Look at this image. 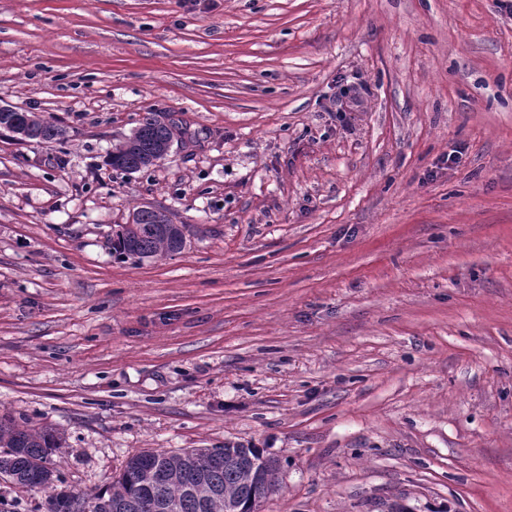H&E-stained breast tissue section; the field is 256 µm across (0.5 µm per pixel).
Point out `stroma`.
Listing matches in <instances>:
<instances>
[{
    "label": "stroma",
    "mask_w": 512,
    "mask_h": 512,
    "mask_svg": "<svg viewBox=\"0 0 512 512\" xmlns=\"http://www.w3.org/2000/svg\"><path fill=\"white\" fill-rule=\"evenodd\" d=\"M1 104L68 131H0V415L64 487L256 447L261 512H512L500 0H0ZM149 112L183 140L113 169ZM142 206L181 252L113 253ZM26 115H29L25 112ZM29 116H34L36 118L35 126L37 127L39 132V140H35L36 143L47 144L52 143L53 141L64 139L66 136V129L62 126H59L53 122L45 121L41 119L34 113H31ZM35 126L31 123V121L25 117L15 123L14 133L20 137L21 139L30 140V138H36L38 133ZM242 468L252 482L257 483L265 489L267 496L271 495L276 490V475L265 467L260 466L259 463L252 459L251 461H243Z\"/></svg>",
    "instance_id": "stroma-1"
}]
</instances>
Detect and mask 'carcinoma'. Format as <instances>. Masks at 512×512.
I'll return each mask as SVG.
<instances>
[{
	"label": "carcinoma",
	"mask_w": 512,
	"mask_h": 512,
	"mask_svg": "<svg viewBox=\"0 0 512 512\" xmlns=\"http://www.w3.org/2000/svg\"><path fill=\"white\" fill-rule=\"evenodd\" d=\"M40 144L61 140L66 129L36 118ZM176 124L163 123L150 112L132 137L110 154V165L125 173L138 167L143 158L159 155L173 142ZM187 225L173 224L157 208L144 206L133 211L129 224H115L108 234L112 251L127 258H149L158 253H179L186 245ZM58 447L55 431L46 426L20 424L9 416L0 417V479L16 486L38 489L45 494L47 512H73L79 495L58 487L61 478L49 467L48 451ZM249 456L275 461L261 448H186L175 453L144 451L131 456L119 476L104 489L84 497L86 512H210L203 496L228 499L235 509L252 507L260 491L243 476L239 458ZM168 478L157 483L155 473Z\"/></svg>",
	"instance_id": "carcinoma-1"
}]
</instances>
